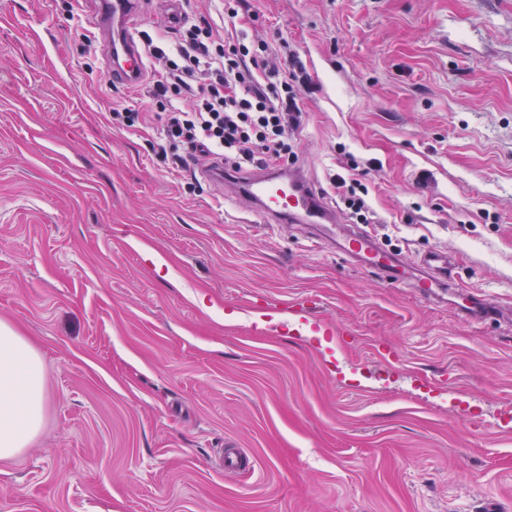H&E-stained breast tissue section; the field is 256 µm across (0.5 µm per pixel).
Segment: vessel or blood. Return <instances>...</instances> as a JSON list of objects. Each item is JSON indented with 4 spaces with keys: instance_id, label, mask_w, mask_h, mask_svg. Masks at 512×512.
I'll return each mask as SVG.
<instances>
[{
    "instance_id": "obj_1",
    "label": "vessel or blood",
    "mask_w": 512,
    "mask_h": 512,
    "mask_svg": "<svg viewBox=\"0 0 512 512\" xmlns=\"http://www.w3.org/2000/svg\"><path fill=\"white\" fill-rule=\"evenodd\" d=\"M95 25L110 34L113 82L132 85L146 75V60L136 38L138 14L136 0H98ZM227 196H248L256 212L270 224H330L333 209L307 181L294 172L281 169L245 174L233 168L212 174ZM339 248L347 254L364 256L367 265L380 270L386 278L399 280L405 273L388 254L377 250L362 233H344L338 237ZM424 276L415 286L421 294L434 295L437 288L450 283L452 263L447 253L431 251L421 260Z\"/></svg>"
}]
</instances>
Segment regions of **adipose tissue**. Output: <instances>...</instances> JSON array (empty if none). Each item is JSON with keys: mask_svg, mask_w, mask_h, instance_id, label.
<instances>
[{"mask_svg": "<svg viewBox=\"0 0 512 512\" xmlns=\"http://www.w3.org/2000/svg\"><path fill=\"white\" fill-rule=\"evenodd\" d=\"M42 360L24 337L0 323V459L21 454L44 422Z\"/></svg>", "mask_w": 512, "mask_h": 512, "instance_id": "adipose-tissue-1", "label": "adipose tissue"}]
</instances>
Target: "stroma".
Listing matches in <instances>:
<instances>
[{
  "mask_svg": "<svg viewBox=\"0 0 512 512\" xmlns=\"http://www.w3.org/2000/svg\"><path fill=\"white\" fill-rule=\"evenodd\" d=\"M97 2L0 0V322L46 396L0 512H512V0L182 5L287 40L296 171L331 203L330 175L365 168L364 232L405 264L447 252L504 311L482 321L264 223L207 162L184 188L148 83L107 77ZM298 298L332 347L282 328Z\"/></svg>",
  "mask_w": 512,
  "mask_h": 512,
  "instance_id": "35a3bbf8",
  "label": "stroma"
}]
</instances>
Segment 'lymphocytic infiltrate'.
<instances>
[{"label":"lymphocytic infiltrate","instance_id":"lymphocytic-infiltrate-1","mask_svg":"<svg viewBox=\"0 0 512 512\" xmlns=\"http://www.w3.org/2000/svg\"><path fill=\"white\" fill-rule=\"evenodd\" d=\"M143 41L160 64L149 99L163 116L158 153L173 171L209 155L236 169L295 163L288 137L303 123L301 97L293 76L269 66L267 43L223 39L193 19L177 29L175 49ZM329 184L353 221L372 223L360 178L334 175Z\"/></svg>","mask_w":512,"mask_h":512}]
</instances>
